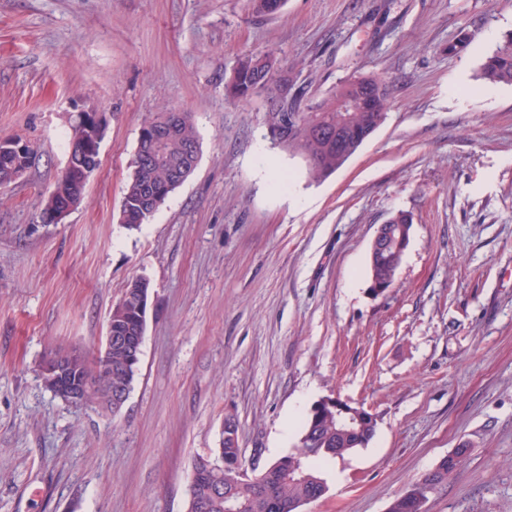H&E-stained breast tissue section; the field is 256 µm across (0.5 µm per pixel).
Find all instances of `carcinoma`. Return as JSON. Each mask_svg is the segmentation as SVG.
Masks as SVG:
<instances>
[{
  "label": "carcinoma",
  "mask_w": 512,
  "mask_h": 512,
  "mask_svg": "<svg viewBox=\"0 0 512 512\" xmlns=\"http://www.w3.org/2000/svg\"><path fill=\"white\" fill-rule=\"evenodd\" d=\"M286 0H249L257 13L275 14ZM480 78L492 83L512 85V33L485 57ZM274 70L267 56L247 53L238 58L226 85L227 95L238 101L272 90ZM355 101L354 108L343 111L341 99ZM269 116L287 120L281 126L280 143L301 153L307 160L310 180L320 181L336 172L377 130L387 115V92L382 81L374 76L348 79L309 112L288 107V88L269 97ZM167 126L170 136L162 145V160L154 163L141 158L150 128ZM69 138L76 140L92 155L99 156L98 133L86 120L71 124ZM200 142L189 112H161L140 128L137 146L131 161L119 212V221L133 231L145 223L182 185L180 178H189L197 168ZM21 157L0 152V183L10 179ZM85 185L59 178L54 191L44 200L42 218H47L58 205L80 203ZM391 235L386 248L369 259L368 278L372 291L385 292L396 277L401 255L410 243L413 223L406 212L393 214ZM150 284L143 278L129 283L121 299L109 312L106 336L112 347L90 358L67 347H55L49 356L70 358L71 374L90 385L88 403L104 413L112 411L109 392L129 390L136 378L139 363L132 360L127 348L118 342L120 336H135L146 319ZM358 407L340 399H321L308 411L300 430L297 449L279 457L253 472L247 483L237 482L230 465H245L239 446L222 445L219 454L224 462L215 463L210 455H199L192 463L185 512H226L227 501L235 502L237 512H300L306 503L328 492L323 466L365 447L372 439L376 423L361 420L351 432H343V424ZM469 449L458 448L444 457L438 467L421 479L437 488L467 458Z\"/></svg>",
  "instance_id": "carcinoma-1"
}]
</instances>
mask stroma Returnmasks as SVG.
<instances>
[{
    "label": "stroma",
    "instance_id": "1",
    "mask_svg": "<svg viewBox=\"0 0 512 512\" xmlns=\"http://www.w3.org/2000/svg\"><path fill=\"white\" fill-rule=\"evenodd\" d=\"M381 2L262 15L248 0H0V135L33 150L0 188V512H185L191 462L219 448L226 418L263 466L326 396L378 423L301 512H387L464 445L428 512H512V86L478 77L512 0H392L386 18ZM247 51L272 54L304 112L376 76L387 118L311 181L267 93L225 95ZM82 109L107 118L100 165L81 204L42 223ZM164 110L191 113L200 160L130 231L118 214L139 129ZM399 210L410 244L375 297L370 247ZM138 277L151 306L126 403H65L43 356L96 355Z\"/></svg>",
    "mask_w": 512,
    "mask_h": 512
}]
</instances>
